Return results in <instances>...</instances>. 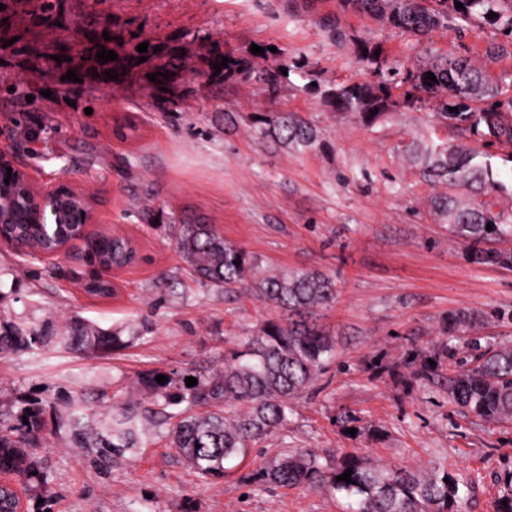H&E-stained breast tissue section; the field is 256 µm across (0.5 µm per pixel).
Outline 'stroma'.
Segmentation results:
<instances>
[{
    "mask_svg": "<svg viewBox=\"0 0 512 512\" xmlns=\"http://www.w3.org/2000/svg\"><path fill=\"white\" fill-rule=\"evenodd\" d=\"M30 8L11 0L0 21V152L16 154L36 187L63 180L91 193L87 234L120 233L138 255L103 271L115 293L100 298L81 288L87 270L78 261L33 263L0 242V318L50 317L62 329L76 316L102 329L146 318L152 329L100 357L35 347L0 358V409L33 395L54 402L77 388L91 401L105 388L141 401L137 373L223 367L225 342H242L272 312L244 294L225 301L223 291L184 273L174 226L196 212L271 272L316 269L336 280L339 298L323 322L338 356L296 400L288 424L295 441L323 456L354 450L374 464L464 473L472 487L463 512H496L512 475V425L463 416L411 377L407 354L418 347L470 356L467 334L441 330L459 308L483 314L479 346L512 345V268L472 262L431 210L434 196L458 194L410 158L413 144L455 139L433 117L436 100L390 108L367 125L331 111L325 96L341 83L376 82L356 60L362 40L377 47L387 71L448 55L510 83L512 54L487 58L489 46L505 41L499 30L478 18L410 36L337 0H56L34 30ZM97 16L117 41L136 37L179 54L175 102L149 89V60L122 82L68 91L49 55L63 31L91 38ZM255 45L261 54H252ZM216 47L249 59L251 71L208 82L204 58ZM280 68L272 97L260 72ZM22 92L29 101L19 100ZM287 112L313 125V147L272 143L256 121ZM469 145L490 162L495 185L458 195L512 222V150ZM38 456L53 489L45 512H342L345 504L320 491L243 483L264 461L254 448L207 483L158 437L104 475L70 448L64 429H51Z\"/></svg>",
    "mask_w": 512,
    "mask_h": 512,
    "instance_id": "stroma-1",
    "label": "stroma"
}]
</instances>
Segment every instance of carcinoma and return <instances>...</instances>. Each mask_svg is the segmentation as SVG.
Masks as SVG:
<instances>
[{
    "mask_svg": "<svg viewBox=\"0 0 512 512\" xmlns=\"http://www.w3.org/2000/svg\"><path fill=\"white\" fill-rule=\"evenodd\" d=\"M463 8L455 7V2ZM31 20L47 19L54 0H30ZM504 0H340L341 7L374 13L391 27L417 36H427L448 27L450 22L469 23L476 17L487 18L512 37V5L501 8ZM124 56L128 62L141 57L137 44L107 41L94 36L82 45L80 54L87 62L74 70L83 81L108 79L105 72L124 77L120 65L102 62L96 57L101 48ZM231 62L221 71L214 64L222 57ZM250 69L247 61L212 51L207 58V77L228 78ZM175 58L155 65L156 80L148 86L158 95L175 102L179 97ZM169 73L164 78L162 74ZM436 83L429 84L427 73ZM165 90H159V87ZM401 100L393 98L386 81L376 85L342 84L328 92L326 102L336 112H355L366 124L374 123L391 106H413L424 97L440 92L450 100H440L434 116L455 131L458 142L436 145L417 144L413 157L438 183L485 187L493 184L488 169L472 163L475 153L466 138H483L503 146H512V85L504 89L489 83L485 72L462 58L434 56L426 63L408 69L401 78ZM456 107L458 112L449 108ZM378 110L375 115L372 110ZM278 143H296L304 147L317 141L313 127L290 113L273 121ZM448 224V231L471 252L479 264L512 265V253L500 251L490 243L512 234V225L502 223L499 215L483 207L463 204L451 197L434 201ZM74 210L65 214L64 224H41L28 231L26 224H5L0 232L8 237L24 235L36 240L45 250H53L75 239ZM492 230H486L487 225ZM176 251L184 271L196 282L221 289L232 298L247 292L283 315L266 319L244 342L224 348V370L205 375L192 369L150 370L137 375L136 384L148 393L151 403H133L112 395L107 406L112 420L105 432L91 437L88 433L87 407L66 396L58 402L38 398L25 399L15 413L0 412V473L27 482L37 480L43 495L51 492L48 475L36 460L38 449L46 443L48 423L67 427L70 447L102 471L110 461L139 452L148 430L169 442V448L181 456L203 480L224 478L225 462L243 456L261 445L268 436L278 435L279 450L274 459L263 463L243 477L250 484L280 488H306L348 500L346 512H462V490L468 478L446 470L421 474L406 468L374 465L355 453L324 457L311 448L296 445L288 435V412L294 400L312 388L337 353L336 339L319 324L318 311L336 303V281L329 275L301 269L268 274L261 261L224 239V236L200 217H182L178 226ZM137 251L130 239L121 235L102 237L90 243L85 262L88 266L122 268L136 260ZM92 296L112 295V285L95 277L85 284ZM484 319L475 310L462 308L448 315L445 328L470 332ZM63 345L84 356L117 351L127 345L122 331L96 329L81 319L70 323L62 336L53 325L33 324L23 316L0 324V357L38 346ZM435 365H430L428 360ZM412 364L421 381L443 386L448 399L459 409L497 425L512 424V346L479 350L467 360L448 363V350H417ZM168 378L160 384L155 377ZM192 376L197 385L186 386ZM32 414H27V411ZM28 423H23V420ZM352 470L354 483L336 480ZM37 475H31V472Z\"/></svg>",
    "mask_w": 512,
    "mask_h": 512,
    "instance_id": "obj_1",
    "label": "carcinoma"
}]
</instances>
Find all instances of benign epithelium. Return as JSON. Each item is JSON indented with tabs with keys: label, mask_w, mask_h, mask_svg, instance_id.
I'll return each mask as SVG.
<instances>
[{
	"label": "benign epithelium",
	"mask_w": 512,
	"mask_h": 512,
	"mask_svg": "<svg viewBox=\"0 0 512 512\" xmlns=\"http://www.w3.org/2000/svg\"><path fill=\"white\" fill-rule=\"evenodd\" d=\"M11 168L15 172L12 184L0 185V224H19L21 218L29 211H35L43 224H54L59 220L60 209L54 204L59 192L70 194L82 203H89V198L74 191L63 181L49 188L35 187L18 167L15 158L7 153H0V171Z\"/></svg>",
	"instance_id": "obj_1"
}]
</instances>
